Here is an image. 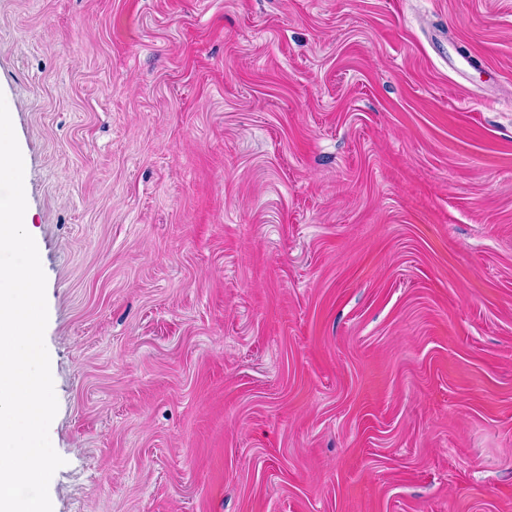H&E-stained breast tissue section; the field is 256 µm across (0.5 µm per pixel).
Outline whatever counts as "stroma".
Wrapping results in <instances>:
<instances>
[{
    "mask_svg": "<svg viewBox=\"0 0 512 512\" xmlns=\"http://www.w3.org/2000/svg\"><path fill=\"white\" fill-rule=\"evenodd\" d=\"M53 512H512V0H0Z\"/></svg>",
    "mask_w": 512,
    "mask_h": 512,
    "instance_id": "1",
    "label": "stroma"
}]
</instances>
